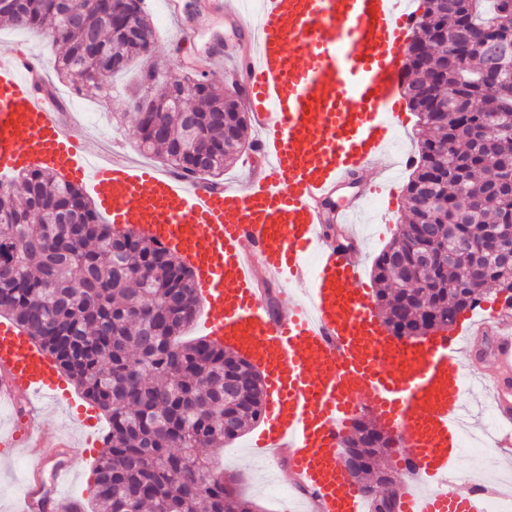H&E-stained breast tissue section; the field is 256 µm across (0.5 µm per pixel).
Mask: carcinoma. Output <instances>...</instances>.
<instances>
[{
	"mask_svg": "<svg viewBox=\"0 0 512 512\" xmlns=\"http://www.w3.org/2000/svg\"><path fill=\"white\" fill-rule=\"evenodd\" d=\"M14 2L0 19L51 26L59 73L87 94L106 93L114 75L145 56L137 33L154 37L144 0L128 15L112 13V0L81 10L72 0ZM423 2L408 47L417 91L408 102L422 122L404 189L408 220L374 267L382 321L401 340L448 329L490 286L508 292L512 308V276L502 255L484 249L491 230L512 229V190L490 191L500 162L472 137L491 117V136L512 140V0H457L455 10ZM475 28L491 35L470 41ZM452 54L463 55L457 69L445 64ZM489 62L503 67L497 89L474 81ZM139 89L152 91L158 108L134 113L143 154H159L185 177L218 178L244 150L247 113L205 77L165 79L149 66ZM450 92L476 99V111L456 113L451 126L446 115L419 111ZM199 308L193 273L175 252L103 223L81 186L43 168L0 181V317L108 417L93 490L100 512H253L201 451L263 417L264 377L230 346L181 340ZM394 444L362 419L341 443L368 456L353 478L371 512L381 501L373 470Z\"/></svg>",
	"mask_w": 512,
	"mask_h": 512,
	"instance_id": "1",
	"label": "carcinoma"
}]
</instances>
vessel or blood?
Listing matches in <instances>:
<instances>
[{
  "instance_id": "obj_1",
  "label": "vessel or blood",
  "mask_w": 512,
  "mask_h": 512,
  "mask_svg": "<svg viewBox=\"0 0 512 512\" xmlns=\"http://www.w3.org/2000/svg\"><path fill=\"white\" fill-rule=\"evenodd\" d=\"M235 17L243 103L257 120L261 173L213 187L144 166L120 149H90L78 115L49 85L43 65L0 51V177L38 166L88 187L116 225L157 238L189 259L207 311V336L262 367L263 423L250 441L283 458V480L309 493L315 512H367L359 484L340 462V439L369 398L402 447L404 481H439L435 493L404 494L401 512H486L485 499L448 476L461 456L457 420L467 406L471 341L491 336L495 376L487 380L498 429L512 446V330L497 312L409 344L386 335L365 288L360 253L340 249L324 225L356 238L368 184L328 216L323 208L352 175L387 163L403 122L394 94L400 58L415 24L410 0H260L255 16L236 0H208ZM279 285L280 311L262 304ZM64 390L52 362L14 324L0 321V406L25 416L0 444L32 459L22 512H38L44 468L54 481L71 465L49 463L41 410Z\"/></svg>"
}]
</instances>
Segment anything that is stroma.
<instances>
[{"label": "stroma", "instance_id": "35a3bbf8", "mask_svg": "<svg viewBox=\"0 0 512 512\" xmlns=\"http://www.w3.org/2000/svg\"><path fill=\"white\" fill-rule=\"evenodd\" d=\"M196 2L197 0H182L185 17H196L197 26L194 41L178 52L170 44L175 34V25L168 17L162 0H146L149 19L155 29L152 53L149 59H137L134 67L115 79L112 97L105 102L83 96L70 82L59 79L54 68L57 49L47 31L23 29L0 21V49L28 51L42 60L52 87L74 109L83 123L90 148L115 142L134 155L137 154L138 147L132 122L126 117L127 111L131 109L128 87L138 81L141 68L152 64L161 75H185L188 72L183 63L185 56L203 51L212 35L218 33L223 38L227 58L223 71L210 74L209 79L216 86L227 87L237 78V70L231 60L238 41L237 23L225 17L197 15ZM413 171L414 168L410 165L392 168L388 176L396 186L395 193L372 195L365 204L360 229L363 236V282L366 287H373L374 263L393 241L400 223L405 220L403 189ZM387 212L395 214V223H383L382 217ZM44 417L47 443H54L60 433L68 435L73 442L76 478L63 490V499L80 502L85 512H97L92 492L98 449L83 447V430L80 424L60 409H47ZM251 437V432H244L231 443L208 449L207 454L223 464L225 475L231 477L237 493L254 504L255 512H284L283 505L267 490L271 482L270 472L276 463L264 455L249 452L247 445ZM27 464L28 457L20 450L0 447V512H19ZM454 473L459 485L466 490L476 483L494 485L502 477L512 476V453L497 448L476 457L467 452L463 453L454 466Z\"/></svg>", "mask_w": 512, "mask_h": 512}]
</instances>
